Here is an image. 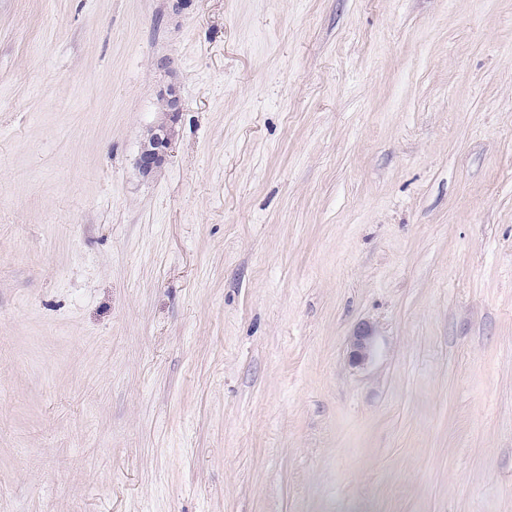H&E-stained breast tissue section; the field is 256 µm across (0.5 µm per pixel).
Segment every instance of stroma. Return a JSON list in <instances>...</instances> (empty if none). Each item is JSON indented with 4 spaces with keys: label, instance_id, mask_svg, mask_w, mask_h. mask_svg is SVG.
I'll return each mask as SVG.
<instances>
[{
    "label": "stroma",
    "instance_id": "stroma-1",
    "mask_svg": "<svg viewBox=\"0 0 512 512\" xmlns=\"http://www.w3.org/2000/svg\"><path fill=\"white\" fill-rule=\"evenodd\" d=\"M0 512H512V0H0ZM158 98L163 106V115L155 123L148 137L142 141L136 159V168L142 178L153 177L163 168L176 137V125L181 112L179 90L174 84L161 90ZM373 350V339L368 329H360L353 337L351 344V358L354 363H362L367 360Z\"/></svg>",
    "mask_w": 512,
    "mask_h": 512
}]
</instances>
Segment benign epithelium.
Returning <instances> with one entry per match:
<instances>
[{
  "mask_svg": "<svg viewBox=\"0 0 512 512\" xmlns=\"http://www.w3.org/2000/svg\"><path fill=\"white\" fill-rule=\"evenodd\" d=\"M158 98L163 106L161 120L154 124L148 137L142 141L136 159L139 175L145 179L153 177L163 168L176 137V125L181 112L179 90L174 84L161 90ZM373 350V339L369 330L362 328L353 337L351 358L355 363L367 360Z\"/></svg>",
  "mask_w": 512,
  "mask_h": 512,
  "instance_id": "1",
  "label": "benign epithelium"
}]
</instances>
